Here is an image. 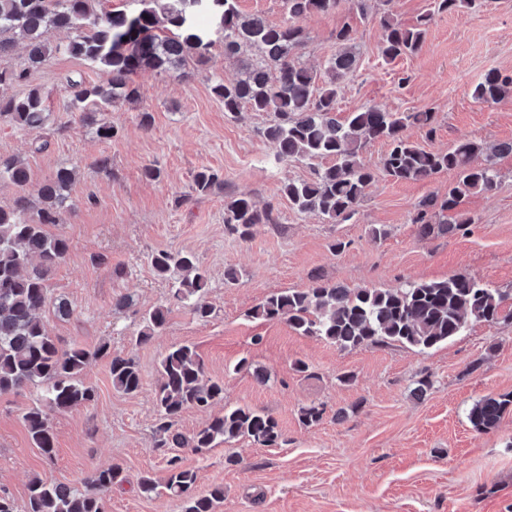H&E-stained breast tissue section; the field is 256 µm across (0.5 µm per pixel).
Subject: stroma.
Wrapping results in <instances>:
<instances>
[{
    "label": "stroma",
    "instance_id": "stroma-1",
    "mask_svg": "<svg viewBox=\"0 0 512 512\" xmlns=\"http://www.w3.org/2000/svg\"><path fill=\"white\" fill-rule=\"evenodd\" d=\"M379 17L376 0H367L365 12L344 7L305 21L308 41L300 61L317 70L336 52V29L347 24L354 31L359 65L338 102L340 114L364 106L433 109V139L418 127L406 130L410 140L432 150L462 139L512 140V97L496 104L471 97L488 71L512 74V0H482L478 9L435 17L420 50L391 64L379 56ZM210 56L204 65L187 61L183 79L172 71L134 74L139 95L108 113L116 130L109 139L68 109L66 78L99 83L95 64L59 53L31 69L21 44L0 58L2 70L29 71L25 83L0 85V97L19 99L37 88L49 112L40 132L0 123V158L23 161L35 184L62 167L77 172L65 223L46 227L69 242L66 258L48 277L49 295L65 298L73 313L61 317L46 306V328L64 346L105 344L132 355L142 377L140 393L126 395L113 388L106 360H91L82 380L93 387L95 400L52 415L50 458L32 444L23 421L35 389L0 395V489L21 510L33 479L80 489L93 469L118 465L123 480L106 495L107 512H182L181 501L166 494L142 497L137 481L166 476L169 451L153 439V390L162 355L191 344L208 375L223 380L225 405L271 414L281 434L273 447L240 438L202 454L181 449L185 466L197 473V494L223 487L217 512H512V411L487 433L475 431L468 419L481 398L512 394L511 322H474L424 351L398 344L342 350L284 323L247 316L272 293L310 287L316 274L351 288L391 289L466 273L489 287L511 289L512 156L496 158L494 192L461 199L459 211L475 219L467 233L425 239L411 217L421 200L447 194L454 173L393 181L381 167L385 144L372 142L363 158L374 180L358 215L330 224L298 212L280 192L284 182L310 180L317 161L275 163L262 134L269 114L231 115L212 92L216 78H236L253 52L225 59L218 40ZM145 112L147 129L140 125ZM43 140L47 148L37 150ZM103 156L111 162L106 171L96 168ZM147 166L159 169L160 178L146 179ZM205 167L220 170L224 186L199 196L193 178ZM233 195L248 196L260 208L273 204L275 223L246 241L230 235L224 206ZM374 225L386 226L387 236L373 239ZM158 250L199 257L210 274L215 312L202 322L186 308L171 307L163 332L138 345L141 314L169 296L167 281L149 261ZM228 268L242 273L232 286L224 283ZM123 297L129 307L116 308ZM243 359L248 365L242 369ZM299 359L309 372L294 371ZM256 368L267 383L254 380ZM347 372L355 374L354 384L341 383ZM424 374L432 387L420 398L414 387ZM312 401L324 414L307 428L298 410ZM232 455L238 465L227 464Z\"/></svg>",
    "mask_w": 512,
    "mask_h": 512
}]
</instances>
